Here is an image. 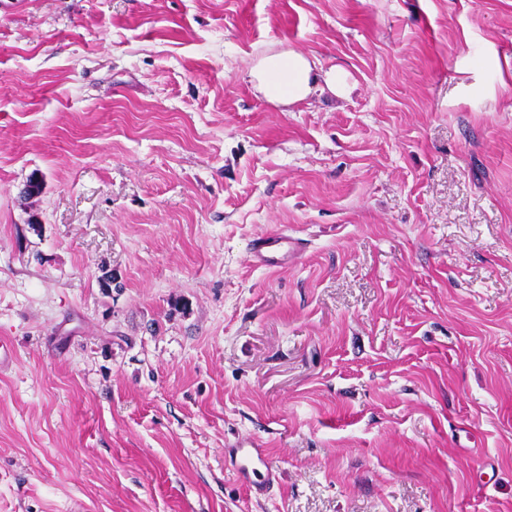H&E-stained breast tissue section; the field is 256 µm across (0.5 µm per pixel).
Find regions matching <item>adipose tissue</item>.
I'll use <instances>...</instances> for the list:
<instances>
[{
    "label": "adipose tissue",
    "instance_id": "adipose-tissue-1",
    "mask_svg": "<svg viewBox=\"0 0 512 512\" xmlns=\"http://www.w3.org/2000/svg\"><path fill=\"white\" fill-rule=\"evenodd\" d=\"M254 87L273 102L290 105L324 92L343 96L350 86L343 70L323 69L313 57L294 50L264 55L248 71Z\"/></svg>",
    "mask_w": 512,
    "mask_h": 512
}]
</instances>
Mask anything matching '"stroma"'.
I'll list each match as a JSON object with an SVG mask.
<instances>
[{"label":"stroma","mask_w":512,"mask_h":512,"mask_svg":"<svg viewBox=\"0 0 512 512\" xmlns=\"http://www.w3.org/2000/svg\"><path fill=\"white\" fill-rule=\"evenodd\" d=\"M0 340V512H512V0H0ZM248 75L254 87L268 99L285 105L323 94L325 89L339 97L350 90L343 70L335 66L324 71L314 56L291 49L258 58L251 63ZM304 239L285 232L260 236L248 244L253 267L280 270L294 264L305 251ZM224 446L238 478L256 495L263 493L277 479L276 472L268 463L264 444L259 439L241 435Z\"/></svg>","instance_id":"obj_1"}]
</instances>
